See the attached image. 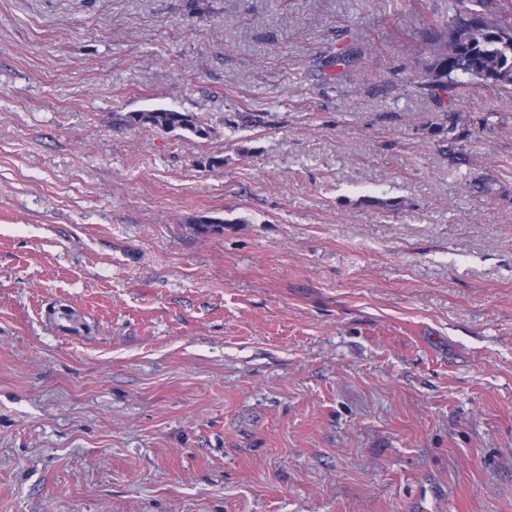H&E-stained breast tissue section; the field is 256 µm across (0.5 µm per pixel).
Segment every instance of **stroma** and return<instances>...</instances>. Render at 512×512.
Wrapping results in <instances>:
<instances>
[{
	"label": "stroma",
	"mask_w": 512,
	"mask_h": 512,
	"mask_svg": "<svg viewBox=\"0 0 512 512\" xmlns=\"http://www.w3.org/2000/svg\"><path fill=\"white\" fill-rule=\"evenodd\" d=\"M418 1L0 0V512H512V92L451 163ZM123 121L129 126L148 128L151 130L164 132H182L184 134L196 137L205 136L204 119L197 115L187 112H179L170 108H158L143 112H129Z\"/></svg>",
	"instance_id": "obj_1"
}]
</instances>
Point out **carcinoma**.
Segmentation results:
<instances>
[{"mask_svg": "<svg viewBox=\"0 0 512 512\" xmlns=\"http://www.w3.org/2000/svg\"><path fill=\"white\" fill-rule=\"evenodd\" d=\"M428 59L417 86L434 98L448 85L471 79L489 89H512V7L488 8V0H448L445 14L427 12L422 18ZM458 112H438L430 121L431 134L448 141V155L456 159L457 144L468 138L458 132ZM129 126L164 132L206 135L204 119L187 112L158 108L129 112Z\"/></svg>", "mask_w": 512, "mask_h": 512, "instance_id": "1", "label": "carcinoma"}]
</instances>
